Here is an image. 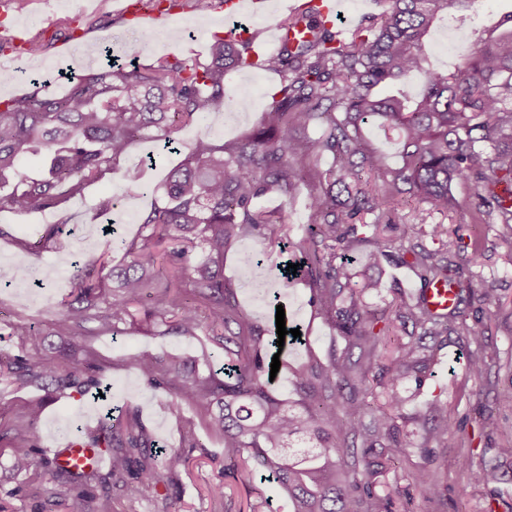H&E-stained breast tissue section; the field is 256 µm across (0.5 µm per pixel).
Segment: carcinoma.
Masks as SVG:
<instances>
[{"label":"carcinoma","mask_w":512,"mask_h":512,"mask_svg":"<svg viewBox=\"0 0 512 512\" xmlns=\"http://www.w3.org/2000/svg\"><path fill=\"white\" fill-rule=\"evenodd\" d=\"M386 4L346 37L326 28L312 9L291 15L281 26H303L308 37L255 60L248 53L255 35L225 37L214 42L208 58L159 57L130 69L111 63L71 81L63 97L49 93L0 101V211L57 207L112 171L131 141L153 130L152 139L164 148L185 151L182 164L168 174L164 201L140 218L138 234L112 239L126 263L103 266L95 274L73 265L57 325L78 348L85 323L113 330L134 317L132 308L147 295L142 321L173 320L183 335L204 329L226 352L221 378L214 372L202 377L193 366L176 362L159 374L146 356L133 362L147 384L176 392L168 404L171 415H180L184 402L217 406L210 427L224 438V456L244 482L257 476L276 480L292 512H381L373 484L358 477L359 455L377 444L386 449V462L410 454V445L400 438L404 400L398 386L427 377L436 352H425L426 339L456 330L468 336L465 361L475 379L492 363L484 348L485 325L467 321L466 309L489 313L501 306V296L491 286L473 287L462 278L458 255L448 249L437 254L424 238L439 240L447 233L445 225L427 223V216L458 208L453 193L458 182L476 189L472 223L512 224V10L487 28L476 22L477 0ZM443 20L470 28L474 37L469 53L448 71L431 68L424 53ZM245 67L282 78L280 99L264 113L261 126L232 144L198 139L183 146L174 137L177 130L224 107L231 97L225 75ZM375 123L397 132L400 163L394 167L363 136V127ZM311 127L319 129L312 142L301 136ZM39 145L50 164L42 177L28 179L19 163ZM310 153L329 156L330 166L323 171L316 164L299 166L298 159ZM314 179L327 187L310 195L311 231L293 243L297 276L311 283V303L343 337L345 349L326 365L295 372L296 389L303 394L298 412L270 390L273 330L259 329L228 298L233 286L224 279V247L281 223L260 206L263 197L293 198ZM408 200L414 202V222L402 235L408 265L423 287L444 282L454 288L456 303L446 313L433 311L422 298L402 303L397 319L411 325L412 333L397 345L386 372L371 378L372 361L389 328L375 330L362 295L379 284L362 278L335 249L360 247L361 260L377 264L384 250L375 231L387 223L392 208ZM367 214L374 215L370 223L363 221ZM198 247L207 249L200 261L193 256ZM99 370L91 351L83 365L67 369L55 360L0 359V377L52 392L75 388L82 396L98 387L93 373ZM375 387L387 400L367 423L368 404L359 394ZM39 415L34 405L28 419L15 425L20 445L12 463L18 472L34 465ZM451 435L446 423L425 428L417 448L446 447ZM89 443L109 454L111 474L132 476L127 488L133 495L188 463L178 448L156 450L136 421L123 430L103 422ZM42 465L45 474L69 485L68 512H86L95 471H71L55 457ZM413 479L427 497L440 482L425 468Z\"/></svg>","instance_id":"cac0c4a2"}]
</instances>
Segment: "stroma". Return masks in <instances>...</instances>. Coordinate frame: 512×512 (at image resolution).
Listing matches in <instances>:
<instances>
[{
    "mask_svg": "<svg viewBox=\"0 0 512 512\" xmlns=\"http://www.w3.org/2000/svg\"><path fill=\"white\" fill-rule=\"evenodd\" d=\"M10 2L7 19L0 21V39L6 29L16 26L25 31L27 38L39 39L41 46L22 59L10 50L0 49V71L18 74L7 90L0 91V101L47 91L63 95L71 78L94 73L110 58L123 57L130 50L135 51L140 65L167 54L182 59L203 58L215 36L233 35L242 26L256 33L255 51L271 52L268 27L286 17L290 6L300 5L302 0H280L277 13L258 22L245 17L227 19L212 7L204 12L192 8L175 11L165 20L147 23L131 22L109 6L100 5L99 0H43L39 5L32 0ZM101 16L106 17L107 27H93V20ZM146 31L151 34L147 40L142 37ZM60 42L66 44L70 59L83 57L82 67H73L70 59L59 60L56 45ZM470 47L469 36L446 24L436 29L430 43L433 62L442 70L450 68ZM225 85L233 92V99L223 110L180 130L177 138L181 143L199 138L228 143L250 132L271 107L281 77L252 67L232 71ZM242 98L247 99L248 109L238 107ZM182 159V154L161 150L155 140L136 138L112 173L50 214L60 231L46 243L41 237L49 214L0 212L1 355H24L33 361L55 357L54 347L61 342L53 333L55 311L69 291L73 264L95 270L104 260L113 265L124 261L122 251L106 248L108 237L98 216L100 204L110 201L109 216L118 234L133 237L142 212L162 199L166 175ZM453 192L460 203L458 211L445 217L434 215L433 221L450 225L455 245L467 249L478 239L485 247L479 265H464L463 273L478 287L494 282L502 298L500 309L485 318V345L496 356L497 364L483 378H471L463 359L467 340L453 334L443 337L440 361L432 375L420 383H404L406 405L399 426L409 441H417L427 419L445 421L452 427L464 426L469 441L460 451L435 446L425 455L412 450L380 474L360 471V478L370 479L377 495L388 501L389 512H512V456L505 453L512 446V411L494 408L496 395L512 389V259L500 245L501 236L512 232V227L471 223L473 185L456 184ZM307 198L304 192L291 199L264 197L262 206L282 211V223L268 225L260 234L236 241L224 253V277L234 285L232 297L238 306L259 325L269 326L270 306L252 299L243 264L247 258L260 259L261 275L280 289L289 321L299 324L306 338L303 345L289 350L288 367L274 386L278 397L294 408L300 405L293 384L295 370L311 363H327L331 353L343 352L345 347L342 336L311 304L307 284H281L279 267L288 258L285 242L299 240L310 230ZM410 212V205H399L392 223L385 225L383 235L391 243L390 256L374 269L382 281V290L363 298L366 310L384 314L390 322L395 319L394 298L401 295L414 301L421 288L420 280L399 258L401 235ZM20 265L32 271L31 278L23 282L12 278L14 268ZM20 322L49 333L48 343L23 345L13 332L14 325ZM83 343L97 354L103 366V380L111 385L115 418L138 420L159 447L182 449L189 459L186 470L178 476L163 478L156 487L136 497L128 495L124 481L112 476L110 468L98 469L93 483L108 485L112 512H290L288 496L276 482L258 478L241 482L224 458L222 436L209 431L210 414L206 409L187 403L181 416H172L167 410L172 391L147 385L131 360L132 355L144 353L152 356L160 369L172 359L188 360L195 362L205 376L223 368V349L204 335L180 336L167 326L139 320L118 325L111 333L100 331L96 323H86ZM35 400L42 403L37 421V448L42 453L59 446L64 430L78 425L92 429L101 419L100 409L83 401L75 391L50 395L41 388L23 387L14 380L0 378V502L8 505L9 512H43V504L51 500L55 503L53 512H66L59 504L66 485L44 476L38 468L26 474L12 468V452L18 444L14 426L26 419L28 407ZM461 452L471 458L474 467H495L497 480L485 485L473 483L468 470L458 464L457 455ZM421 468L440 475L437 497L425 498L415 485L412 475ZM216 483L226 486L224 498L217 504L208 496L209 486Z\"/></svg>",
    "mask_w": 512,
    "mask_h": 512,
    "instance_id": "1",
    "label": "stroma"
}]
</instances>
